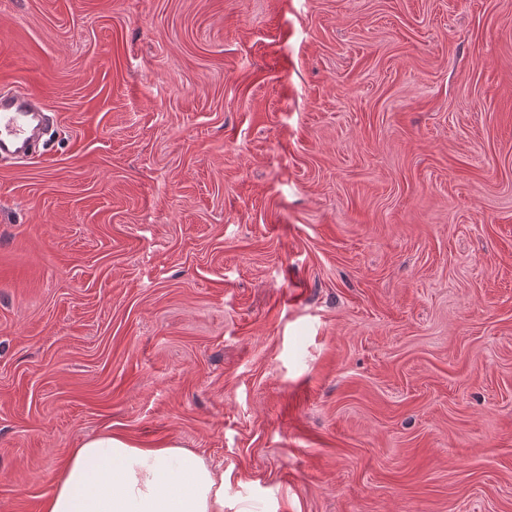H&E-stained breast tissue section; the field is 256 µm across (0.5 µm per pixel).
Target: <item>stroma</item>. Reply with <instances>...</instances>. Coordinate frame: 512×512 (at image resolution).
<instances>
[{
    "label": "stroma",
    "mask_w": 512,
    "mask_h": 512,
    "mask_svg": "<svg viewBox=\"0 0 512 512\" xmlns=\"http://www.w3.org/2000/svg\"><path fill=\"white\" fill-rule=\"evenodd\" d=\"M0 512L82 440L224 512H512V0H0ZM44 110L46 107L36 93L24 91L20 95L12 94L0 99V146L21 149Z\"/></svg>",
    "instance_id": "1"
}]
</instances>
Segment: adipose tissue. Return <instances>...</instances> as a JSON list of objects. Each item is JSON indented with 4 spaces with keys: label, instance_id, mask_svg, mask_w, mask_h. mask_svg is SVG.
<instances>
[{
    "label": "adipose tissue",
    "instance_id": "obj_1",
    "mask_svg": "<svg viewBox=\"0 0 512 512\" xmlns=\"http://www.w3.org/2000/svg\"><path fill=\"white\" fill-rule=\"evenodd\" d=\"M44 512H224V479L178 444L103 432L73 449Z\"/></svg>",
    "mask_w": 512,
    "mask_h": 512
}]
</instances>
